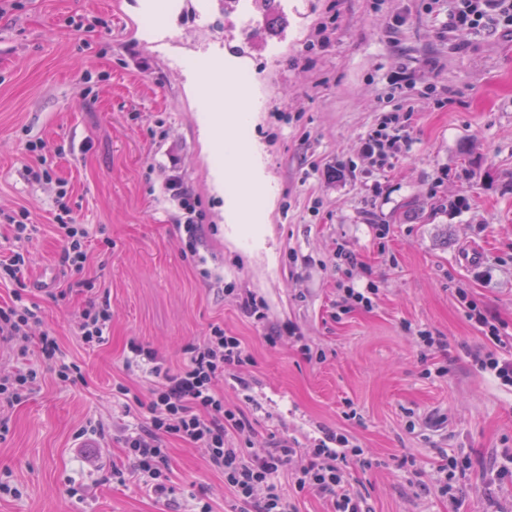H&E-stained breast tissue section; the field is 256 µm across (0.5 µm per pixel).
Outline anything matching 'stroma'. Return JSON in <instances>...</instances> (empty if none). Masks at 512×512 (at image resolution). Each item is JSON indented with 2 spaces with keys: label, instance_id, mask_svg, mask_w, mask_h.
Masks as SVG:
<instances>
[{
  "label": "stroma",
  "instance_id": "35a3bbf8",
  "mask_svg": "<svg viewBox=\"0 0 512 512\" xmlns=\"http://www.w3.org/2000/svg\"><path fill=\"white\" fill-rule=\"evenodd\" d=\"M17 2L0 17V210L28 209L38 231L20 244L0 223V255L26 256L20 281L0 283V305L36 304L39 320L25 349L0 346V368L41 376L26 401L0 408V479L18 490L0 512H230L206 449L175 438L166 497L104 478L125 461L120 429L138 418L128 397L148 400L153 384L127 367L130 343L176 370L216 327L244 350L217 389L251 419L241 438L251 452L274 434L306 448L342 434L362 450L345 480L365 512H512V482L488 481L512 450V387L472 366L466 350L486 337L458 296L512 336V31L447 32L452 0H279L267 16L237 0L203 24L173 18L154 44L142 0ZM221 37L238 46L229 68L252 72L246 91L259 102L238 131L261 200L244 215L186 73ZM391 114L410 145L373 162L365 139ZM38 140L54 150L64 201L23 179L38 164L25 144ZM172 160L222 282L186 253L161 185ZM62 203L92 235L78 271L59 263ZM475 245L480 260L466 261ZM340 248L356 268L339 266ZM349 285L369 290L370 307L342 308ZM248 295L263 320L243 310ZM104 301L112 321L87 346L81 313ZM46 330L81 379L41 366ZM422 331L445 349L420 342ZM464 455L454 503L438 491L441 467Z\"/></svg>",
  "mask_w": 512,
  "mask_h": 512
}]
</instances>
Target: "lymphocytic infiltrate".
<instances>
[{
  "mask_svg": "<svg viewBox=\"0 0 512 512\" xmlns=\"http://www.w3.org/2000/svg\"><path fill=\"white\" fill-rule=\"evenodd\" d=\"M492 16L511 26L512 0H456L446 27L452 33L472 31ZM163 189L181 213L189 252L197 253L203 226L195 196L173 167L164 173ZM56 230L63 242L62 266L80 270L87 258L88 229L63 207L56 216ZM467 309L469 319L484 329L489 340L488 345L470 350L474 365L500 385L512 387V346L502 339L485 310L472 302ZM37 319L36 307L1 305L0 343L26 341L29 325ZM130 351L150 363L154 382L141 421L124 429L122 441L135 472L157 497L169 492L166 441L175 437L207 449L210 467L223 475L236 502L254 512H297L278 481L285 469L297 490L330 497L334 512H362L359 497L345 486L342 467L347 457L360 456L361 451L348 448L345 437H336L331 445L321 440L304 448L295 439L282 436L260 456L235 446V437L251 430L252 423L247 416L225 409L217 383L227 370L243 362L238 337L214 328L203 342L186 346L188 361L175 372L158 364L155 354L141 345H131Z\"/></svg>",
  "mask_w": 512,
  "mask_h": 512,
  "instance_id": "f902f5d3",
  "label": "lymphocytic infiltrate"
}]
</instances>
